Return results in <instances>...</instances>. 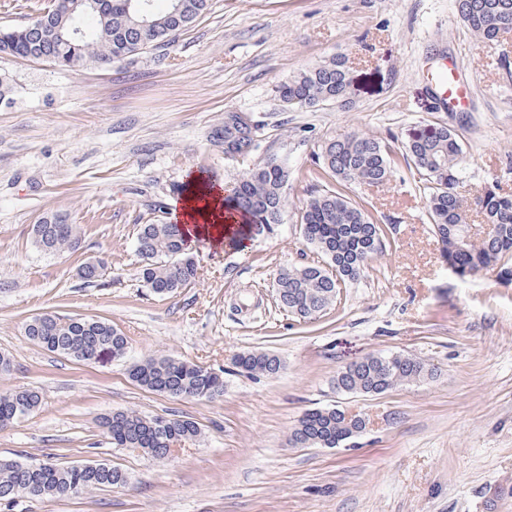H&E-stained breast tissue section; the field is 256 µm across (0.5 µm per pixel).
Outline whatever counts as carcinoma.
Listing matches in <instances>:
<instances>
[{
  "mask_svg": "<svg viewBox=\"0 0 512 512\" xmlns=\"http://www.w3.org/2000/svg\"><path fill=\"white\" fill-rule=\"evenodd\" d=\"M163 11L141 0H53L22 25H0V55L23 60L44 52L62 71L132 60L153 44L167 45L210 9V0H166ZM457 13L475 36L493 40L512 32V0H456ZM41 24L61 34L62 39L44 43L27 33ZM81 29L75 36L72 31ZM352 73L343 57H331L300 70L280 84L276 92L289 108L343 105L351 96ZM259 125L245 112L227 110L224 121L210 136L229 160L245 162L257 148ZM462 147L458 136L446 125L413 128L403 138L384 141L362 131L333 140L321 152L319 170L312 178L325 176L334 183L312 191L300 213L305 240L321 252L322 264L282 267L274 276L278 308L305 322L322 317L334 306L341 288L357 280L369 261L385 249L384 234L362 204L348 198L343 187L360 184L386 185L400 163L413 176L415 190L426 200L440 254L457 277L465 279L501 266L512 274V195H502L488 186L474 205L484 213L489 231L478 239L464 236L470 206L458 191V167ZM292 172L288 165L269 158L241 174L231 201L248 218L256 236L271 234L282 223ZM185 230L176 223L154 220L139 226L136 250L144 261L142 280L158 295L175 294L195 284L198 264L185 252ZM81 241V227L63 216L42 218L32 228V244L51 254L74 249ZM108 270L104 258L82 264L79 278L94 283ZM24 332L34 344L76 361L90 362L103 353L121 358L128 338L112 324L94 318L65 317L46 312L29 319ZM235 364L251 375H275L280 359L264 351L244 352ZM130 378L138 385L173 399L193 396L214 400L224 395V371L171 356H153L130 367ZM437 376L435 367L399 353L369 355L336 373V391L346 394H383L409 383H423ZM41 405L35 388L0 391V426L33 415ZM369 423L362 415L347 416L334 407L307 411L290 431L294 448H338L364 434ZM103 427L116 448H134L165 459L177 448L197 441L201 428L190 419L147 416L121 410L104 418ZM128 481L121 468L103 461L52 464L36 458L0 456V502L23 497L29 487L40 498L61 497L66 489L80 494L118 487Z\"/></svg>",
  "mask_w": 512,
  "mask_h": 512,
  "instance_id": "1",
  "label": "carcinoma"
}]
</instances>
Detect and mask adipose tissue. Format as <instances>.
I'll use <instances>...</instances> for the list:
<instances>
[{"instance_id": "adipose-tissue-1", "label": "adipose tissue", "mask_w": 512, "mask_h": 512, "mask_svg": "<svg viewBox=\"0 0 512 512\" xmlns=\"http://www.w3.org/2000/svg\"><path fill=\"white\" fill-rule=\"evenodd\" d=\"M223 195L215 189L203 194L184 193L175 204V215L182 225L192 228V234L220 244L229 222L225 215Z\"/></svg>"}]
</instances>
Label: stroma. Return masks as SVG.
I'll return each mask as SVG.
<instances>
[{
	"mask_svg": "<svg viewBox=\"0 0 512 512\" xmlns=\"http://www.w3.org/2000/svg\"><path fill=\"white\" fill-rule=\"evenodd\" d=\"M343 55L353 69L346 107H286L276 87ZM512 33L477 40L454 0H212L174 43L134 61L62 71L0 56V353L14 369L0 391L37 388L40 409L0 428V456L106 461L120 487L62 499L20 498L0 512H512V279L493 268L463 280L448 270L426 202L407 166L382 188L348 185L384 230L386 249L343 288L322 318L279 310L273 278L319 261L297 216L330 140L360 130L381 139L426 124L454 129L467 193L512 194ZM446 62L468 87L464 105L435 102L430 68ZM260 127L252 163L275 157L292 179L283 222L235 247L192 240L191 288L145 287L136 227L171 206L191 176L231 189L242 170L210 140L226 110ZM81 225L77 249L45 254L31 228L51 214ZM108 261L85 284L77 268ZM52 312L95 316L128 338L123 358L77 362L32 344L26 321ZM263 350L273 377L236 368ZM378 353L434 365L435 379L379 395L336 391L339 369ZM170 355L224 372L213 401L148 391L129 368ZM365 414L355 447L294 448L290 429L310 409ZM189 418L199 443L164 460L113 447L100 425L115 410Z\"/></svg>",
	"mask_w": 512,
	"mask_h": 512,
	"instance_id": "35a3bbf8",
	"label": "stroma"
}]
</instances>
